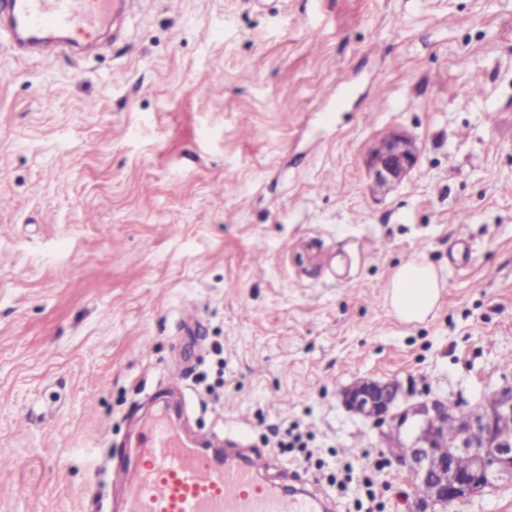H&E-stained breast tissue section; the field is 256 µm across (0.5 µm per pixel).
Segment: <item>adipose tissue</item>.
<instances>
[{
	"instance_id": "obj_1",
	"label": "adipose tissue",
	"mask_w": 512,
	"mask_h": 512,
	"mask_svg": "<svg viewBox=\"0 0 512 512\" xmlns=\"http://www.w3.org/2000/svg\"><path fill=\"white\" fill-rule=\"evenodd\" d=\"M441 284L435 269L422 261L401 264L389 284L387 298L397 318L414 323L427 318L436 308Z\"/></svg>"
}]
</instances>
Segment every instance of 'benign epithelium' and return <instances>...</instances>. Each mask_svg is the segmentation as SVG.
I'll return each mask as SVG.
<instances>
[{
	"label": "benign epithelium",
	"instance_id": "obj_1",
	"mask_svg": "<svg viewBox=\"0 0 512 512\" xmlns=\"http://www.w3.org/2000/svg\"><path fill=\"white\" fill-rule=\"evenodd\" d=\"M420 151L408 136L392 132L379 140L366 160L369 176L379 186L400 183L418 164ZM345 406L381 428L382 435L402 432L406 442L398 462L417 477L416 512H448L466 498L498 483H512V435L498 431L501 418L512 416V384L496 391L476 412L447 399L402 406L401 386L394 380H362L342 392ZM457 418V431L447 438L441 423ZM469 467L462 472L458 459Z\"/></svg>",
	"mask_w": 512,
	"mask_h": 512
}]
</instances>
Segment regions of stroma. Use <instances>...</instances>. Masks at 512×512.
Returning a JSON list of instances; mask_svg holds the SVG:
<instances>
[{
	"instance_id": "1",
	"label": "stroma",
	"mask_w": 512,
	"mask_h": 512,
	"mask_svg": "<svg viewBox=\"0 0 512 512\" xmlns=\"http://www.w3.org/2000/svg\"><path fill=\"white\" fill-rule=\"evenodd\" d=\"M392 131L419 164L379 192ZM416 259L443 288L407 324L388 283ZM362 378L465 410L512 383V0H135L88 55L0 45V486L25 490L0 512H112L166 400L335 512L367 468L410 512L340 401Z\"/></svg>"
}]
</instances>
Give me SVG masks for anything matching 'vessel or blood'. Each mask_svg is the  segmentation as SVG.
I'll return each instance as SVG.
<instances>
[{
    "label": "vessel or blood",
    "instance_id": "b4317fda",
    "mask_svg": "<svg viewBox=\"0 0 512 512\" xmlns=\"http://www.w3.org/2000/svg\"><path fill=\"white\" fill-rule=\"evenodd\" d=\"M127 0H0V41L20 57L45 52L46 36L94 44L124 15ZM203 438L186 439L164 411L143 423L136 456L113 473L126 497L119 512H321L304 490L261 480V449L211 454Z\"/></svg>",
    "mask_w": 512,
    "mask_h": 512
}]
</instances>
